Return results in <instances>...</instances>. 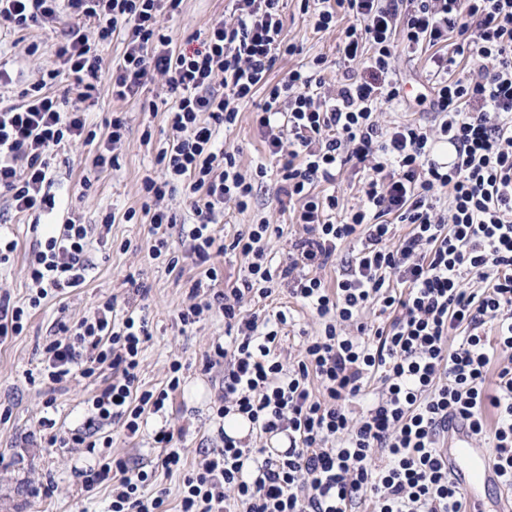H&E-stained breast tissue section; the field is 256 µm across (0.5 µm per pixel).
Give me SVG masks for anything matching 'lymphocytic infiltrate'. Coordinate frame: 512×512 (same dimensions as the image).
I'll return each instance as SVG.
<instances>
[{
  "instance_id": "1",
  "label": "lymphocytic infiltrate",
  "mask_w": 512,
  "mask_h": 512,
  "mask_svg": "<svg viewBox=\"0 0 512 512\" xmlns=\"http://www.w3.org/2000/svg\"><path fill=\"white\" fill-rule=\"evenodd\" d=\"M233 2L232 20L211 23L197 47L181 50L160 21L181 0H0V27L23 32L64 9L94 24L90 35L70 29L56 50L60 65L47 77L63 84V96L39 83L23 104H0V197L17 213L52 216L47 158L56 147L94 146L87 186L119 165L125 118L113 117L100 134L88 128L83 108L102 76L120 100L164 78L172 134L155 170L141 179L140 210L124 218L148 217L149 256L168 270L185 258L201 267L177 313L180 323L219 315L235 334L232 342L214 341L203 361L204 371L224 370L217 417L240 414L259 435L288 440L254 477L256 450L243 441L221 435V447L200 449L191 462L174 430L155 431L158 466L184 475L174 512H354L366 503L370 512H467L441 454L450 424H465L474 440L489 443L503 488H512V0H300L315 29L349 20L342 52L364 74L344 75L332 87L319 72L320 57L312 69L271 82L277 58L298 50L284 36L281 0ZM118 34L123 52L107 75L99 48ZM425 46L434 49L429 63L438 77L429 100L434 126H381L377 110L405 101L398 53ZM465 57L492 66L449 77ZM259 92L257 123L280 165L278 192L298 203L294 218L305 230L280 264L267 251L279 225L260 221L229 242L215 229L225 203L242 213L250 208L255 183L267 174L262 165L243 174L235 154L216 145L219 129L236 123L240 103ZM347 165L365 173L363 203L340 219L337 196L316 194L315 186L335 184ZM177 187L195 217L181 255L167 235L176 218L162 205ZM114 221L111 213L98 224L72 217L34 244L26 260L28 302L0 292V343L21 334L43 300L85 284L90 247L104 242ZM398 223L412 227L401 239ZM352 240L358 253L335 286L308 275ZM227 251L247 258L244 279L227 292L205 291L218 278L213 254ZM282 285L322 325L305 337L293 364L276 352L289 312L241 311L245 296L267 298ZM374 304L393 313L390 324L363 322ZM58 328L42 347L40 378L61 386L78 375L95 385L80 426L57 429L42 418L52 429L49 445L107 448V428L119 425L133 438L145 414L165 413L183 364L172 360L164 388H143L150 333L135 298H107ZM376 376L383 387L373 394ZM315 383L320 393H313ZM367 397L371 405L354 414L353 404ZM82 477L88 492L109 484L107 512H173L166 492H148L151 472L126 458L101 456Z\"/></svg>"
}]
</instances>
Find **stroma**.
<instances>
[{"instance_id":"stroma-1","label":"stroma","mask_w":512,"mask_h":512,"mask_svg":"<svg viewBox=\"0 0 512 512\" xmlns=\"http://www.w3.org/2000/svg\"><path fill=\"white\" fill-rule=\"evenodd\" d=\"M231 0H182L176 14H162L161 22L171 32L178 47H185L189 37L205 32L218 19H230ZM282 17L287 40L297 43L300 54L282 57L270 73L271 81L284 78L293 68L308 65L313 58L325 59L322 75L327 84H334L345 65L339 47L343 38L341 27L316 31L310 15L303 13L298 0H282ZM75 23L68 13H61L56 23L31 29L25 36L0 33V56L9 60L15 82L4 98L16 103L24 89L37 83L46 72L57 68V46L65 39L67 30ZM429 50L401 53L396 59L404 90L413 101L411 107H385L378 111L380 124L411 119L423 125L434 123L429 105L415 104L416 96L429 93L434 77L427 59ZM164 78L155 77L135 100L122 101L112 96L109 81H102L93 105L89 106L88 121L93 127H104L113 113H124L127 120L125 142L120 150L119 168L103 172L90 188H83L84 159L88 146L65 144L50 158L53 192L61 200L57 221H65L70 214H78L86 223L101 221L107 213L117 219L107 241L93 244V269L86 284L63 298L51 299L33 310L23 332L0 344V407L6 415L0 416V512H105L110 501V490L99 487L93 492L82 488V470L95 466L97 454L83 448H42L29 442L30 433L39 429L41 418L53 419L57 426L81 425L87 409L84 399L90 388L87 380L73 379L54 394L53 410H45L47 398L44 385L30 383L27 372L37 371L40 346L46 336L52 335L59 317L79 319L93 312L103 299L115 295L125 298L129 289L127 276H134L138 286L145 289L143 305L151 334L143 351L141 380L145 387L162 388L169 365L180 359L185 382L172 397L166 417L150 416L142 435L129 439L120 428L112 430L111 454L129 459L137 466L156 461L160 451L152 436L161 426L185 428L180 445L184 448H212L219 445V419L212 409L218 385L219 370L204 372L203 359L214 340L224 338V322L208 317L182 327L176 318L177 308L185 301L191 281L199 271L192 265L168 271L164 265L147 257L150 225L140 215L143 202L140 175L154 161L156 148L169 133L166 112L162 105L167 100ZM156 103V111H147L149 103ZM256 102L242 105L237 122L224 130L219 139L224 148L233 152L241 171H252L257 165L267 167V175L259 183L251 209L239 212L234 204L224 206L219 230L225 241H232L249 224L266 219L282 225V237L273 239L269 250L275 261H282L295 238L303 232L295 224L293 207L278 194L279 176L276 161L265 152L263 135L253 120ZM151 139H144V132ZM136 209L132 221H124L128 209ZM37 217L19 214L9 209L0 198V230L14 236L19 247L12 262L0 268V288L6 289L13 301L22 303L29 289L25 273L26 257L36 235L32 230ZM266 309L273 313L290 310L293 320L279 333L277 351L283 361L297 360L302 350L304 334H315L320 321L300 302L292 298L287 288H276L271 297H245L243 311ZM52 481L55 492L45 497L34 494L39 483Z\"/></svg>"}]
</instances>
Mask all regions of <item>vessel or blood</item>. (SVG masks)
Listing matches in <instances>:
<instances>
[{"mask_svg":"<svg viewBox=\"0 0 512 512\" xmlns=\"http://www.w3.org/2000/svg\"><path fill=\"white\" fill-rule=\"evenodd\" d=\"M444 453L454 482L466 493L469 512H487L484 495L490 488L499 487L500 479L485 449L475 446L466 427L458 424Z\"/></svg>","mask_w":512,"mask_h":512,"instance_id":"obj_1","label":"vessel or blood"}]
</instances>
